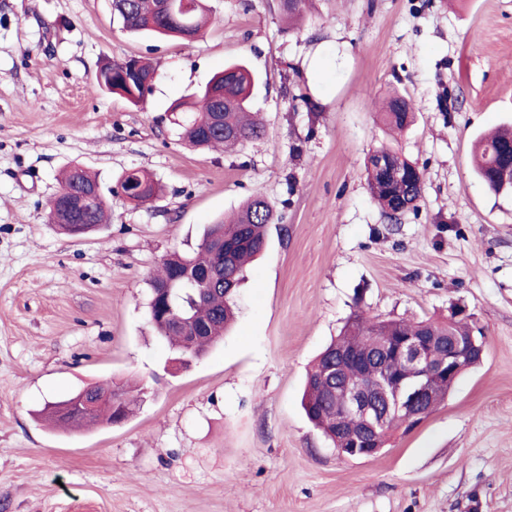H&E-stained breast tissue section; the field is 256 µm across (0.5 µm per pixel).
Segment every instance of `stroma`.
<instances>
[{"label": "stroma", "instance_id": "stroma-1", "mask_svg": "<svg viewBox=\"0 0 512 512\" xmlns=\"http://www.w3.org/2000/svg\"><path fill=\"white\" fill-rule=\"evenodd\" d=\"M206 38L134 37L112 0H0V512H512V192L472 146L512 126V0H208ZM150 59L144 105L98 90L105 61ZM261 82V138L190 148L169 111L224 66ZM398 92L414 122L378 112ZM416 163L419 209L391 221L365 163ZM96 173L112 220L82 239L47 220L62 172ZM139 169L138 206L113 189ZM263 193L280 221L247 271L237 321L186 371L147 318L150 273ZM485 346L448 399L383 451L347 459L301 405L315 357L357 312L443 320ZM144 393L122 426L58 431L48 404L107 382ZM128 185L143 188L144 196L142 199H144L145 203L149 202L146 200H154L160 191L158 183L139 170L127 171L117 181V188L122 193L127 189Z\"/></svg>", "mask_w": 512, "mask_h": 512}]
</instances>
